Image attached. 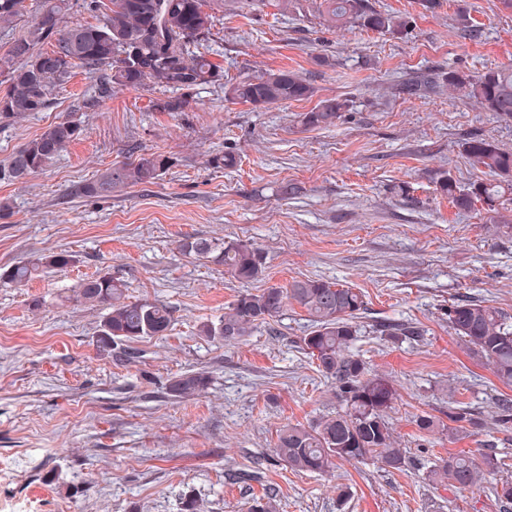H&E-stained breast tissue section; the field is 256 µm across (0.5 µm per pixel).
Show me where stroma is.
Returning a JSON list of instances; mask_svg holds the SVG:
<instances>
[{
	"label": "stroma",
	"mask_w": 512,
	"mask_h": 512,
	"mask_svg": "<svg viewBox=\"0 0 512 512\" xmlns=\"http://www.w3.org/2000/svg\"><path fill=\"white\" fill-rule=\"evenodd\" d=\"M407 15L401 35L330 29L300 0H224L214 7L210 58L225 80L288 69L313 98L269 108L229 100L219 86L196 92L178 115L155 111L150 93L104 91L77 70L45 111L0 128V161L46 126L69 118L85 133L25 182H0V268L57 251L74 255L21 288L0 286V512H248L266 489L277 512H501L488 489L428 480L439 457L492 454L512 475V431L449 437L419 432L415 413L445 417L449 402L490 415L512 398L490 366L449 327L444 312L477 300L512 312V234L492 213L459 212L436 190L488 180L465 152L473 137L512 152V120L466 97L400 95L432 74L512 66V10L501 0H366ZM476 25L462 32L459 11ZM337 98L330 129H304L300 113ZM175 164L160 179L107 198L76 186L125 160L129 148ZM230 151L232 168L215 154ZM299 191L283 196V184ZM241 240L259 248L262 280L241 282L223 265L183 255L184 237ZM109 272L130 299L173 311L166 334L117 364L96 352L104 308L65 300L81 279ZM321 278L359 289L366 311L356 344L395 392L389 420L413 459L409 470L375 459L336 461L323 474L292 471L272 456L285 423L335 413L330 383L303 348L310 322L298 306L234 344L201 336L245 291ZM41 299L33 307V299ZM417 323L420 340L374 332L380 321ZM210 372L206 393L173 397L170 380ZM251 480L239 481L241 471Z\"/></svg>",
	"instance_id": "stroma-1"
}]
</instances>
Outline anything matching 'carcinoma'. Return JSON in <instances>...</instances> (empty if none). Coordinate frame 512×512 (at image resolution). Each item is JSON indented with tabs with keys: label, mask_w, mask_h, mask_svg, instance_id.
<instances>
[{
	"label": "carcinoma",
	"mask_w": 512,
	"mask_h": 512,
	"mask_svg": "<svg viewBox=\"0 0 512 512\" xmlns=\"http://www.w3.org/2000/svg\"><path fill=\"white\" fill-rule=\"evenodd\" d=\"M83 5L95 14L97 23L63 26L61 16L68 0H43L35 21L0 55V85H7L0 94V125L47 109L53 96L71 81L76 68L98 75L106 87L168 91L170 96L152 101V107L171 114L185 111L197 89L224 79V68L208 58L213 14L205 10L207 0H84ZM310 7L314 17L328 27H361L394 35L408 30V20L370 10L364 0H314ZM24 12V0H0V28L18 26ZM45 43L52 49L42 50L40 45ZM445 83L449 94L461 92L482 111L512 119V67L490 68L477 75L450 72ZM227 95L241 104L269 107L308 100L313 87L295 71L278 70L232 82ZM345 107L342 100H323L300 114V123L306 129H329L336 126ZM82 134L81 125L71 120L49 125L0 162V182H23ZM465 152L474 165L487 169L493 180L474 182L462 189L444 174L437 180L440 193L460 211L469 212L480 205L498 214V232L512 233V220L499 214L506 194H512V152L482 138L468 141ZM173 164L172 157L161 153H131L99 179L82 184L78 192L88 198L109 197L154 183ZM178 249L188 256L216 260L237 280H257L264 273L260 250L240 240L188 237L179 241ZM73 263V255L66 251L19 261L0 270V282L23 287L41 267L66 268ZM125 291L122 281L105 273L83 279L67 296L76 304L108 310L96 337V350L120 363L137 357L131 344L163 335L173 319L167 305L130 301ZM290 304L299 306L309 317L310 330L302 342L317 370L334 385L339 410L312 425L281 426L273 456L295 472H324L335 459L359 461L369 456L394 470L410 467L407 451L397 447L388 417L395 391L354 350L359 333L356 319L366 309L362 292L307 278L295 280L287 288L241 293L217 322L203 324L200 332L227 344L236 343ZM447 316L453 334L511 387L512 314L473 300H459L448 306ZM378 330L393 338L420 335V329L411 324L382 322ZM210 384L208 372L190 370L171 381L170 392L179 398L198 396ZM448 422L452 423L448 430L471 436L489 424L511 431L512 399H496L489 420L450 404ZM498 469L499 462L491 455L478 460L464 453L438 458L427 477L436 483L450 481L465 491L482 485ZM492 492L503 507L512 508V480L501 479L492 486Z\"/></svg>",
	"instance_id": "obj_1"
}]
</instances>
